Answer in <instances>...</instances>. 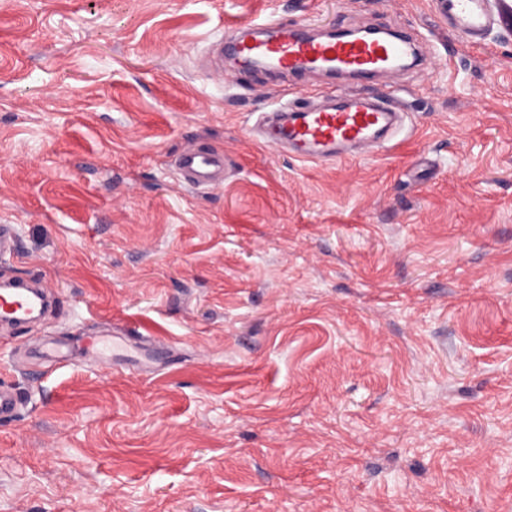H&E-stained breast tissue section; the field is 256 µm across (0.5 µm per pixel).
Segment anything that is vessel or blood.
Returning <instances> with one entry per match:
<instances>
[{
	"label": "vessel or blood",
	"instance_id": "vessel-or-blood-1",
	"mask_svg": "<svg viewBox=\"0 0 512 512\" xmlns=\"http://www.w3.org/2000/svg\"><path fill=\"white\" fill-rule=\"evenodd\" d=\"M439 9L449 32L467 47L483 45L486 31L496 22L487 0H439ZM225 37L226 47L242 67L264 62L291 75L322 74L332 80L393 71L404 56L415 52L414 44L399 34L389 39L312 37L298 22L278 24L263 38H248L235 29L227 30ZM402 113L392 97L371 101L348 94L317 108L298 98L280 103L268 113L263 139L309 162L331 160L363 148L380 153L386 149L381 136L396 127ZM174 166L190 189L212 190L224 183L222 149H186L177 155ZM48 305L39 288L0 289V321L21 324L40 315Z\"/></svg>",
	"mask_w": 512,
	"mask_h": 512
}]
</instances>
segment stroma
<instances>
[{"label": "stroma", "mask_w": 512, "mask_h": 512, "mask_svg": "<svg viewBox=\"0 0 512 512\" xmlns=\"http://www.w3.org/2000/svg\"><path fill=\"white\" fill-rule=\"evenodd\" d=\"M398 27L425 67L373 156L260 143L324 79L207 54L225 29ZM224 151V186L174 159ZM0 512H512V37L458 44L437 0H0ZM152 373L98 366L106 328ZM71 347L52 365L44 343ZM50 302L43 290L26 286H11L0 289V320L21 324L40 315Z\"/></svg>", "instance_id": "stroma-1"}]
</instances>
